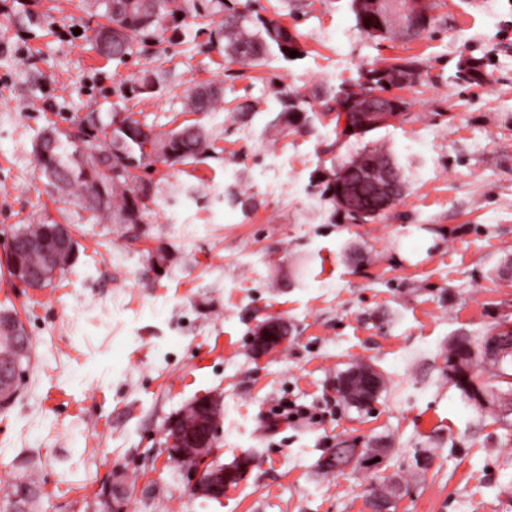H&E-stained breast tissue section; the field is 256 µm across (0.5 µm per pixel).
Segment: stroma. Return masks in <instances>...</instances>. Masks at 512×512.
<instances>
[{
    "mask_svg": "<svg viewBox=\"0 0 512 512\" xmlns=\"http://www.w3.org/2000/svg\"><path fill=\"white\" fill-rule=\"evenodd\" d=\"M77 3L0 0V256L25 224L69 225L77 243L44 288L0 264V309L17 312L31 346L0 410V501L29 473L35 512H94L113 480L124 512H368L370 490L394 476L391 512H512V426L445 370L454 339L512 324V0H432L426 31L381 43L359 29L353 0H258L296 27L303 53L239 68L208 48L207 17L174 43L103 58ZM468 57L482 82L461 79ZM393 58L420 66L400 91L404 114L362 137L337 133L322 100ZM143 70L158 85L149 98L130 91ZM205 83L223 86V103L188 111ZM288 96L297 111H284ZM116 111L159 134L201 123L215 145L157 165L139 224L91 219L32 152L49 124ZM367 146L398 162L406 191L356 224L323 189ZM272 318L288 342L255 356L251 338ZM365 363L385 387L359 410L333 383ZM212 393L223 397L214 462L254 459L219 500L194 495L165 449L168 423ZM287 402L317 421L271 428ZM341 440L387 455L372 471L323 473Z\"/></svg>",
    "mask_w": 512,
    "mask_h": 512,
    "instance_id": "35a3bbf8",
    "label": "stroma"
}]
</instances>
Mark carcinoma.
<instances>
[{
  "instance_id": "1",
  "label": "carcinoma",
  "mask_w": 512,
  "mask_h": 512,
  "mask_svg": "<svg viewBox=\"0 0 512 512\" xmlns=\"http://www.w3.org/2000/svg\"><path fill=\"white\" fill-rule=\"evenodd\" d=\"M102 9L99 17L105 23L93 28V37L100 51L109 57L125 60L137 53L139 45L150 39L167 42L166 34L177 30V23L187 13L205 12L220 16L215 29L209 32L207 44L212 49L224 50L232 61L246 66H256L263 56L277 50L283 57L290 52L302 54L297 39L282 40L288 27L262 15L251 0L244 9L237 8V0H97ZM355 15L360 30L372 36L377 19L370 14V5L354 0ZM419 76L416 62L395 59L393 63L374 65L365 75V81L354 89H342L323 100L322 106L336 112L341 120V106L352 104L347 114V124L342 133L366 134L377 129L358 119L362 110L358 106L373 95H381L396 86L413 81ZM220 89L211 85H199L187 96L191 112H214L220 103ZM147 125L130 115L112 113L107 123L91 119L82 129L79 142L86 151L75 147L72 157L65 160L59 153L62 138H70L59 127H48L34 146L38 168L48 183L60 192L78 190L86 209L99 220L110 218L121 224L142 222L153 198V180L145 179L139 172L150 174L156 164H175L196 161L213 149L209 132L199 124L178 127L164 136L145 131ZM391 164V157L377 149L364 150L341 166L343 182L354 201L364 212L361 222H367L383 214L391 205L383 206L375 189L377 179ZM49 225L26 224L15 232L25 241L42 240L53 245L48 236ZM25 336V330L0 329V363L8 360H24L14 343ZM496 369L497 384L483 380V372ZM467 400L471 393H481L489 405H496L505 414L504 423L512 415V358L501 363L483 365L473 369L472 375L463 382H454Z\"/></svg>"
}]
</instances>
